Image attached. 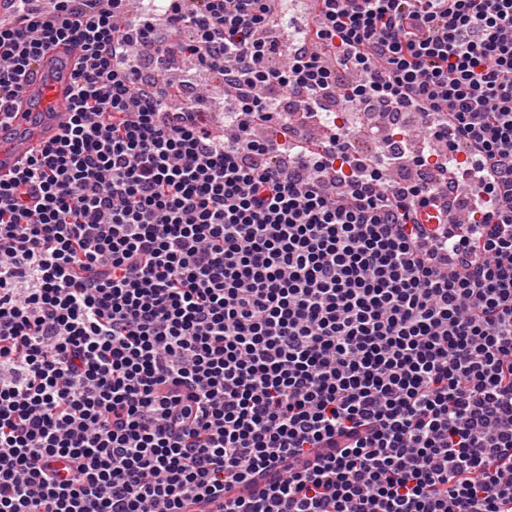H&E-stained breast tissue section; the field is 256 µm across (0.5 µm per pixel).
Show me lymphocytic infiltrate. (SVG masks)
Wrapping results in <instances>:
<instances>
[{
    "label": "lymphocytic infiltrate",
    "mask_w": 512,
    "mask_h": 512,
    "mask_svg": "<svg viewBox=\"0 0 512 512\" xmlns=\"http://www.w3.org/2000/svg\"><path fill=\"white\" fill-rule=\"evenodd\" d=\"M147 2L0 0V121L46 49L84 51L0 181V512H512V0H315L310 53L267 39L279 0ZM144 49L223 76V132ZM337 91L419 107L416 162L477 151L467 223L356 127L309 149Z\"/></svg>",
    "instance_id": "obj_1"
}]
</instances>
